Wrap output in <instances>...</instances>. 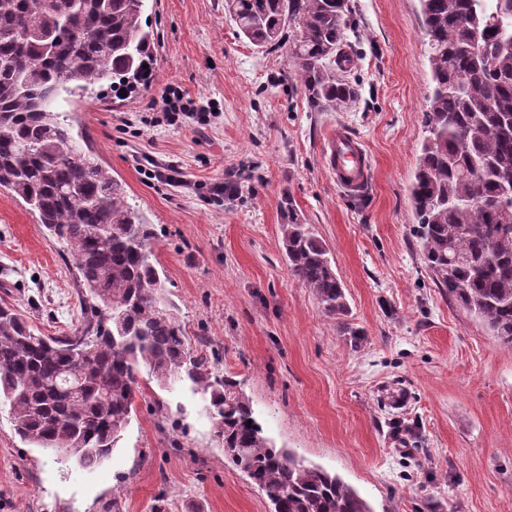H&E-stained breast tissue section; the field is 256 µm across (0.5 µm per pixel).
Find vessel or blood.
<instances>
[{
    "instance_id": "b4317fda",
    "label": "vessel or blood",
    "mask_w": 512,
    "mask_h": 512,
    "mask_svg": "<svg viewBox=\"0 0 512 512\" xmlns=\"http://www.w3.org/2000/svg\"><path fill=\"white\" fill-rule=\"evenodd\" d=\"M325 150L328 167L340 188L356 191L368 185L369 155L362 143L344 127H336L329 133Z\"/></svg>"
}]
</instances>
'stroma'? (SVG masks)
Returning a JSON list of instances; mask_svg holds the SVG:
<instances>
[{
	"label": "stroma",
	"mask_w": 512,
	"mask_h": 512,
	"mask_svg": "<svg viewBox=\"0 0 512 512\" xmlns=\"http://www.w3.org/2000/svg\"><path fill=\"white\" fill-rule=\"evenodd\" d=\"M360 96L311 111L288 44L241 38L225 0H148L153 85L60 103L82 145L155 227L166 292L190 343L238 380L277 446L340 475L373 512H512V344L451 302L428 274L409 186L431 87L419 0H353ZM180 88L197 119L157 124ZM365 145L369 186L343 191L325 136ZM153 161L184 190L145 179ZM238 182L215 200L213 183ZM290 193L346 286L351 348L290 276L280 200ZM79 274L22 200L0 190V302L47 336L82 325ZM135 415L99 466L21 441L0 406V512H268L224 458L201 393L143 380Z\"/></svg>",
	"instance_id": "obj_1"
}]
</instances>
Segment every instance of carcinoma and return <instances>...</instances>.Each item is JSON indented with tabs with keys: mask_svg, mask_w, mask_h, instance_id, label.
Wrapping results in <instances>:
<instances>
[{
	"mask_svg": "<svg viewBox=\"0 0 512 512\" xmlns=\"http://www.w3.org/2000/svg\"><path fill=\"white\" fill-rule=\"evenodd\" d=\"M433 87L411 199L436 287L512 344V0H419ZM145 0H0V189L72 250L91 318L75 336L45 337L0 305V400L19 437L84 469L107 459L129 426L141 370L161 387L186 381L209 396L224 457L270 512H371L338 475L278 448L249 397L189 342L156 268L154 225L122 182L75 140L55 111L66 94L133 89L153 80ZM239 34L276 48L293 32L295 75L309 107L340 111L351 79L355 7L344 0H227ZM480 55L469 52L472 44ZM483 166L477 178L466 175ZM291 276L324 313L349 311L328 249L283 193ZM109 225L112 234L99 236Z\"/></svg>",
	"mask_w": 512,
	"mask_h": 512,
	"instance_id": "cac0c4a2",
	"label": "carcinoma"
}]
</instances>
